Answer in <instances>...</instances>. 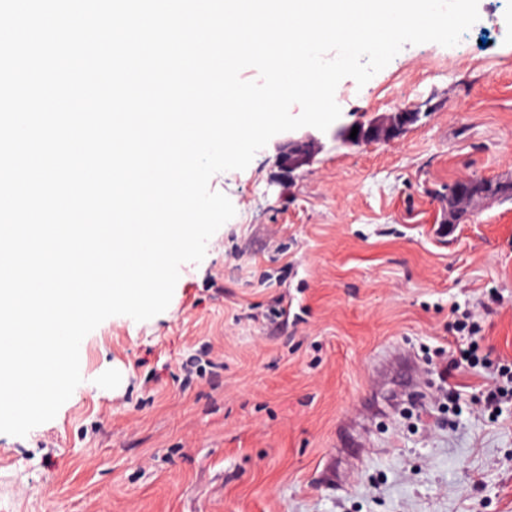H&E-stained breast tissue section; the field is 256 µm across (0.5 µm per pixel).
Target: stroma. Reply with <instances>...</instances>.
<instances>
[{
	"label": "stroma",
	"mask_w": 512,
	"mask_h": 512,
	"mask_svg": "<svg viewBox=\"0 0 512 512\" xmlns=\"http://www.w3.org/2000/svg\"><path fill=\"white\" fill-rule=\"evenodd\" d=\"M478 11L339 83L340 123L418 110L393 141L211 178L236 214L169 307L106 319L56 417L0 434V512H512V399L477 407L512 361V200L448 221L456 180H512V0ZM465 311L487 363L446 382Z\"/></svg>",
	"instance_id": "obj_1"
}]
</instances>
